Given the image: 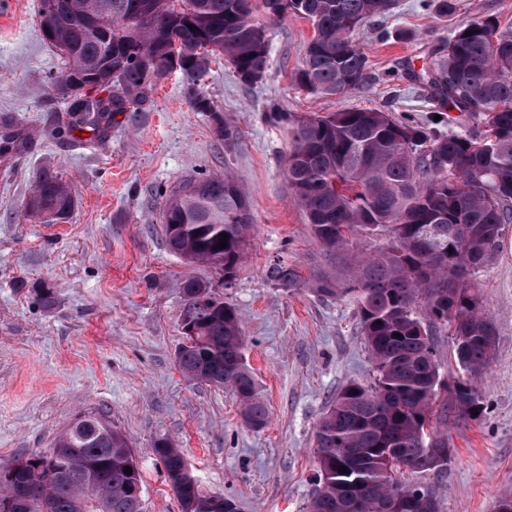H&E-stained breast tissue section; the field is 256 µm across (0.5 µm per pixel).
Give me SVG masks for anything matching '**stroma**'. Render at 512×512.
<instances>
[{"mask_svg": "<svg viewBox=\"0 0 512 512\" xmlns=\"http://www.w3.org/2000/svg\"><path fill=\"white\" fill-rule=\"evenodd\" d=\"M437 2L396 0L356 28L369 82L333 97L295 82L310 22L257 12L268 41L263 80L243 84L217 57L201 84L238 132L228 145L193 110L177 73L113 115L107 136L52 135L65 105L50 90L60 61L43 40L38 0H0V126L31 132L24 151L0 157V462L50 450L78 413L95 411L129 442L144 512H180L153 452L160 437L174 440L205 489L232 498L237 512H306L317 489L319 421L344 386L373 374L356 306L321 296L318 281L348 287L361 256L387 241L362 237L333 256L320 247L288 189V128L265 114L273 106L293 114L378 109L427 123L430 91L417 76L433 68L449 36L487 17L512 28V0H449L444 13ZM45 168L75 190L68 221L24 217ZM224 173L236 178L253 218L236 276L219 292L237 310L268 409L261 429L245 424L230 387L188 380L176 362L181 283L212 273L168 249L159 214L181 181ZM278 259L301 273L296 287L269 278ZM474 281L497 331L480 385L486 413L472 421L452 406L435 409L432 427L447 437L452 460L441 471L404 474L436 495L441 512H496L512 497V224ZM44 285L54 292L46 307L35 295Z\"/></svg>", "mask_w": 512, "mask_h": 512, "instance_id": "stroma-1", "label": "stroma"}]
</instances>
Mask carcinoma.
Masks as SVG:
<instances>
[{
  "mask_svg": "<svg viewBox=\"0 0 512 512\" xmlns=\"http://www.w3.org/2000/svg\"><path fill=\"white\" fill-rule=\"evenodd\" d=\"M132 2L39 0V26L61 62L51 87L68 105L69 121L56 127V134L86 127L105 135L113 114L144 101L155 80L178 72L194 111L208 113L215 134L232 144L237 131L214 110L200 81L212 58L221 55L241 82H260L268 52L265 27L237 9L240 0H148L150 8L128 24ZM92 3L99 5L100 22L112 25L107 41L88 34L81 22ZM264 3L270 18L291 13L313 26L298 86L337 96L367 84V55L351 33L387 14L394 0ZM92 72L110 91L85 100L74 80ZM428 82L441 120L431 119L426 127L380 110L297 116L272 107L265 115L288 126V187L320 246L334 255L353 237L390 240L386 251L361 265L349 287L339 288L329 278L319 283L322 295L347 296L357 307L373 377L369 384L346 385L320 420L319 488L308 512H399L394 501L404 469L448 466L450 456L427 451L432 445L448 447L444 438L427 434L442 386L431 328L449 329L466 372L454 388L459 414L479 420L485 412L482 393L469 376L488 369L496 329L466 277L491 257L501 226L512 224V30L500 29L493 18L467 23L448 40V54L428 73ZM462 116L477 119L476 127L450 131ZM28 138L20 129L0 134V155L21 150ZM188 184L194 194L178 190L165 200V242L190 265H224L228 282L245 253L250 205L230 174ZM24 209L27 218L43 224L66 221L74 209L73 189L43 170ZM433 225L446 228L442 240L429 236ZM224 233L227 246L220 249ZM268 275L288 288L301 279L279 261ZM203 283L195 277L182 282L183 303L198 335L179 346L178 367L191 380L230 386L245 422L262 428L268 410L246 364L236 310L227 302L216 306ZM53 448L58 454L50 471L33 462L0 464V474H7L0 480V497L27 499L31 512H103L107 504L112 512H143L138 465L126 436L105 415L79 416ZM153 448L181 512H230L226 504L233 500L206 491L196 475L186 474L187 461L168 438L156 439ZM127 466L130 475L124 473Z\"/></svg>",
  "mask_w": 512,
  "mask_h": 512,
  "instance_id": "carcinoma-1",
  "label": "carcinoma"
}]
</instances>
